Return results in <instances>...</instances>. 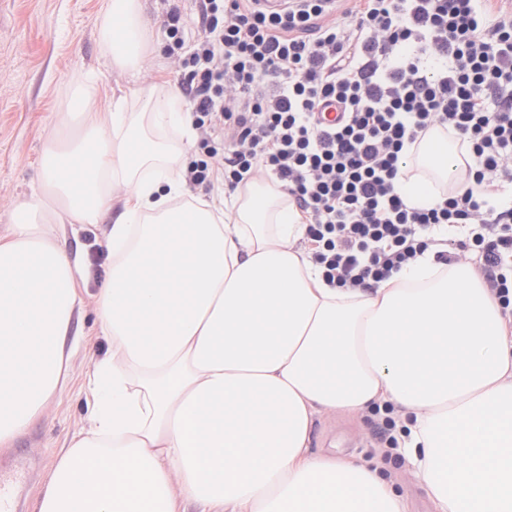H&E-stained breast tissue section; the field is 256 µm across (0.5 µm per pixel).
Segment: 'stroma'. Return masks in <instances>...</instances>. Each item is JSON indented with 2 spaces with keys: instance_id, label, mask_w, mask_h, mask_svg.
<instances>
[{
  "instance_id": "obj_1",
  "label": "stroma",
  "mask_w": 512,
  "mask_h": 512,
  "mask_svg": "<svg viewBox=\"0 0 512 512\" xmlns=\"http://www.w3.org/2000/svg\"><path fill=\"white\" fill-rule=\"evenodd\" d=\"M109 0H0V235L7 234L11 214L36 186L46 143L62 130L68 101L77 88L89 84L98 111H107L112 94L125 86L127 75L113 66L101 39ZM179 12L185 43L196 38V0H141L146 50L139 82L159 101L169 91L180 92L181 80L164 53L165 23ZM103 227L84 225L72 231L69 223L54 225L56 244L78 266L82 299L66 345L71 350L69 379L60 397L13 442L22 447L37 439L42 470L27 489L37 503L60 454L87 429V376L95 358L108 350L100 333L95 296L108 271L102 244ZM311 452H333L368 463L406 501L407 512H433L427 493L418 486L403 457L385 443L383 422L371 413L350 418L319 414L310 431Z\"/></svg>"
}]
</instances>
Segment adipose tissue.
<instances>
[{
	"label": "adipose tissue",
	"mask_w": 512,
	"mask_h": 512,
	"mask_svg": "<svg viewBox=\"0 0 512 512\" xmlns=\"http://www.w3.org/2000/svg\"><path fill=\"white\" fill-rule=\"evenodd\" d=\"M113 63L137 69L140 0H111L101 27ZM71 98L77 130L47 143L40 184L0 237V443L65 386V338L81 306L76 268L52 240L59 216L98 223L111 259L96 312L109 350L89 376V428L60 456L38 512H405L376 469L310 454L318 412L390 403L435 512H512V335L467 263L433 251L372 293L327 285L298 249L305 227L269 182L231 211L188 198L168 130L184 113ZM428 182L454 181L457 143L418 150Z\"/></svg>",
	"instance_id": "adipose-tissue-1"
}]
</instances>
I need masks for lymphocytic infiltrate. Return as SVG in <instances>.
<instances>
[{"instance_id":"lymphocytic-infiltrate-1","label":"lymphocytic infiltrate","mask_w":512,"mask_h":512,"mask_svg":"<svg viewBox=\"0 0 512 512\" xmlns=\"http://www.w3.org/2000/svg\"><path fill=\"white\" fill-rule=\"evenodd\" d=\"M196 45L170 15L166 51L193 103L195 186L268 175L303 216L326 282L388 281L435 238L477 254L484 286L512 315V14L489 0H358L327 22L322 0H198ZM340 118L325 124L328 107ZM468 153L457 187L407 203L410 153L430 134ZM223 148H216L215 140Z\"/></svg>"}]
</instances>
